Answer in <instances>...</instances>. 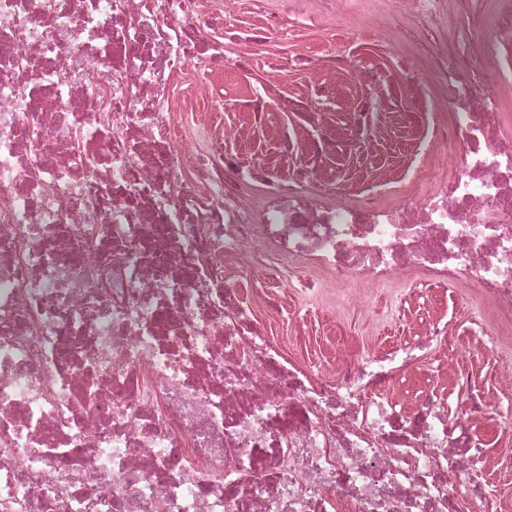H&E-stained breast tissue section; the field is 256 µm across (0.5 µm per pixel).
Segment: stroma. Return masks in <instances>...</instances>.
I'll use <instances>...</instances> for the list:
<instances>
[{
  "label": "stroma",
  "mask_w": 512,
  "mask_h": 512,
  "mask_svg": "<svg viewBox=\"0 0 512 512\" xmlns=\"http://www.w3.org/2000/svg\"><path fill=\"white\" fill-rule=\"evenodd\" d=\"M458 8L470 21L463 26L446 23L449 51H456L457 36L463 29L474 39L492 45L495 31L485 20L497 18V4L493 0L486 5L481 0H460ZM347 40L361 44L364 52L387 70L392 69L395 56L407 50L398 39L388 54H380L368 33L337 18L325 21L321 28L303 31L295 40V48L318 52ZM419 78V89L408 99L377 115V122L390 125L394 131L382 151L370 158L346 153L334 161V183L326 192L328 198L355 203L363 200L364 187L374 179L402 176L413 158L410 143L402 135L409 116L435 110L441 118H448V107L437 97L430 74L420 72ZM197 81L192 66L175 74L170 104L182 135L204 149L216 121V108L199 93ZM424 279L422 272L409 270L396 281L363 289L364 300L359 303L350 287L329 280L302 259H285L265 250L251 276L252 314L285 358L310 370L333 368L345 353L364 357L384 353L406 337L425 332L432 318L447 316L455 321V334L435 343L428 362L412 365L395 385V393L410 404L422 389L443 391L448 386L446 370L451 367L469 374L473 392L506 394L501 366L512 363V325L499 321L477 288L452 283L445 290L430 292L422 286ZM300 280L317 282V292H294L292 286ZM476 327L480 335L497 337L498 345L479 342V335L472 333ZM476 425L491 460L487 480L499 489L492 512H512V433L500 432L499 421L491 413L479 417Z\"/></svg>",
  "instance_id": "stroma-1"
}]
</instances>
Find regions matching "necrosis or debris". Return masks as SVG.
I'll list each match as a JSON object with an SVG mask.
<instances>
[{"instance_id":"obj_1","label":"necrosis or debris","mask_w":512,"mask_h":512,"mask_svg":"<svg viewBox=\"0 0 512 512\" xmlns=\"http://www.w3.org/2000/svg\"><path fill=\"white\" fill-rule=\"evenodd\" d=\"M224 0L216 34L198 0H0V512H489V455L472 417L512 405L472 396L455 411L388 389L452 320L336 371L283 361L224 269H253L257 240L339 281L379 284L414 268L427 287L476 283L512 319V25L495 49L437 42L452 0H397L413 74L430 63L452 123L429 116L417 156L452 145L454 175L396 188L381 205L326 206L339 147L379 146L387 101L355 52L297 56L314 76L274 107L252 44L355 13L356 0H281L241 31ZM252 79L210 146L177 140L170 77L192 65ZM365 94L345 130L323 102L339 79ZM297 113L299 145L280 129ZM241 112L254 121L238 120ZM286 175L243 166L254 124ZM264 182L262 206L245 196Z\"/></svg>"}]
</instances>
